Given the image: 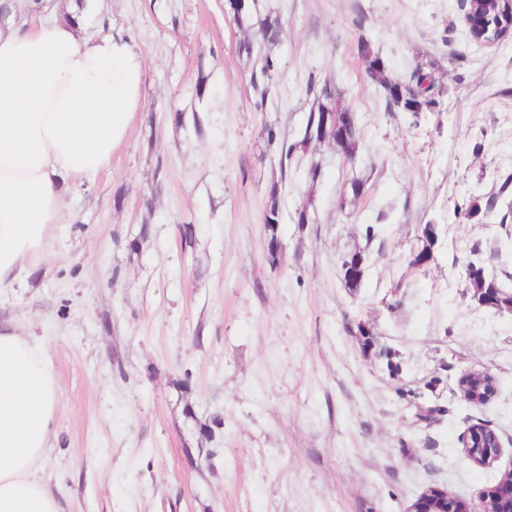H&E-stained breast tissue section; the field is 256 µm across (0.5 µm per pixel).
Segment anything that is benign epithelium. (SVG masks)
Here are the masks:
<instances>
[{
	"label": "benign epithelium",
	"instance_id": "7a95c632",
	"mask_svg": "<svg viewBox=\"0 0 512 512\" xmlns=\"http://www.w3.org/2000/svg\"><path fill=\"white\" fill-rule=\"evenodd\" d=\"M502 5L508 15L504 31L492 29L490 14L481 5H472V0L464 2V20L470 39L482 46H491L512 34V0H495ZM343 275L350 281H359L364 275V258L354 255L343 267ZM479 302L487 307L512 311V301L498 289H483L475 294ZM493 378L487 371L472 370L462 374L457 381V395L471 406L486 404L493 392ZM464 457L480 467L496 462L501 454V444L494 429L478 423L470 426L462 438ZM406 512H512V466L505 470L499 481L482 492L479 505L448 494L439 486L426 488L407 508Z\"/></svg>",
	"mask_w": 512,
	"mask_h": 512
}]
</instances>
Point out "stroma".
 <instances>
[{"label":"stroma","instance_id":"35a3bbf8","mask_svg":"<svg viewBox=\"0 0 512 512\" xmlns=\"http://www.w3.org/2000/svg\"><path fill=\"white\" fill-rule=\"evenodd\" d=\"M256 8L284 23L264 104L238 54L255 32L226 0H99L86 22L141 54L139 115L110 167L65 194L42 275L0 296L60 387L38 473L62 512H406L431 485L478 500L512 467V312L468 276L512 294V35L474 44L459 0ZM364 42L394 79L435 62L438 111H387ZM312 80L353 112L359 147L293 154L282 204L312 220L280 225L273 267L263 210ZM428 224L433 258L412 266ZM472 369L495 379L478 408L455 393ZM479 422L502 443L489 467L462 454ZM470 285L474 289L485 288L482 289L479 293L475 294V297H477L482 305L497 309L499 311L505 309L512 311V302L510 301L512 297L507 299L503 295V292L498 289L501 287L493 277L486 276L485 280L477 279L475 281L470 279ZM488 288L494 289L489 290Z\"/></svg>","mask_w":512,"mask_h":512}]
</instances>
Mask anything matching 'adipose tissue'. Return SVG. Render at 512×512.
Masks as SVG:
<instances>
[{
    "mask_svg": "<svg viewBox=\"0 0 512 512\" xmlns=\"http://www.w3.org/2000/svg\"><path fill=\"white\" fill-rule=\"evenodd\" d=\"M82 22L0 26V292L46 261L70 182L109 168L140 105L129 38ZM59 388L43 345L0 318V512H61L37 472Z\"/></svg>",
    "mask_w": 512,
    "mask_h": 512,
    "instance_id": "1",
    "label": "adipose tissue"
}]
</instances>
